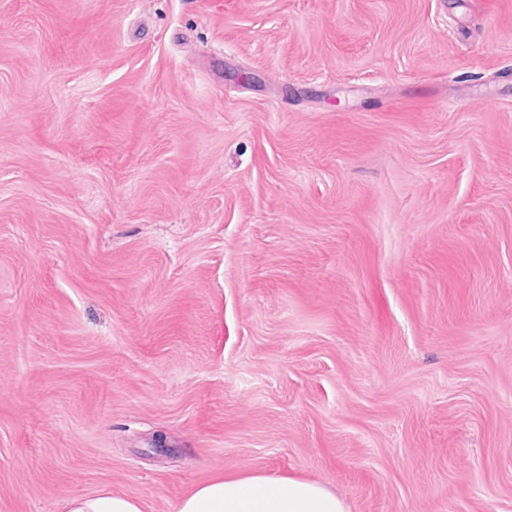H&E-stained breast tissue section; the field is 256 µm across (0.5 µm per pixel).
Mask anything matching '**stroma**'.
Listing matches in <instances>:
<instances>
[{
  "mask_svg": "<svg viewBox=\"0 0 512 512\" xmlns=\"http://www.w3.org/2000/svg\"><path fill=\"white\" fill-rule=\"evenodd\" d=\"M243 470L512 512V0H0V512Z\"/></svg>",
  "mask_w": 512,
  "mask_h": 512,
  "instance_id": "stroma-1",
  "label": "stroma"
}]
</instances>
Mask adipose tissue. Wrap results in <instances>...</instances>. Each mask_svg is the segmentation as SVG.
<instances>
[{"mask_svg":"<svg viewBox=\"0 0 512 512\" xmlns=\"http://www.w3.org/2000/svg\"><path fill=\"white\" fill-rule=\"evenodd\" d=\"M65 512H142L140 503L108 490L69 499ZM175 512H348L323 484L293 475L241 472L196 485Z\"/></svg>","mask_w":512,"mask_h":512,"instance_id":"ef3b65f1","label":"adipose tissue"}]
</instances>
